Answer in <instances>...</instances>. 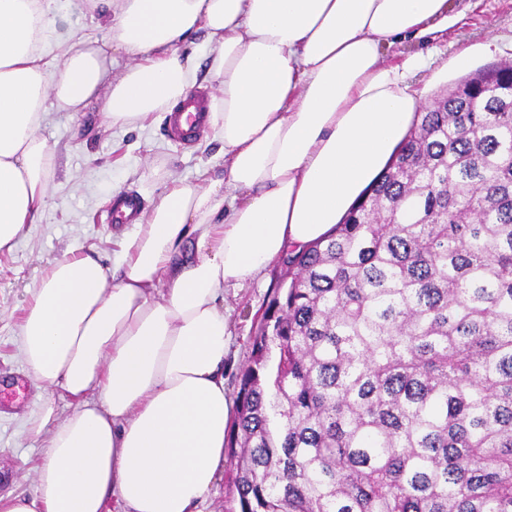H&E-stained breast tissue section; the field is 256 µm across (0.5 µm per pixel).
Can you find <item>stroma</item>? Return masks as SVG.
Segmentation results:
<instances>
[{
  "mask_svg": "<svg viewBox=\"0 0 512 512\" xmlns=\"http://www.w3.org/2000/svg\"><path fill=\"white\" fill-rule=\"evenodd\" d=\"M448 15L446 28L385 53L390 60L399 52L426 56L414 82L428 101L458 80L448 61L459 52L471 54L476 70L512 61V0H449ZM55 20L57 39L47 53L55 66L68 42L105 35L103 18L85 0H59ZM40 134L55 148L48 204L37 223L25 226L13 249L0 252V494L31 491L41 448L28 420L50 396L33 379L15 344L31 289L57 260L91 255L108 266L121 254L133 228L106 221L113 197L136 193L147 212L175 184L224 177L219 129L208 127L195 144L183 148L168 139L161 112L139 125L115 126L98 99L78 112L49 110ZM284 270L283 262H274L259 281L224 295L232 309L231 342L224 356L229 398L237 396L250 339Z\"/></svg>",
  "mask_w": 512,
  "mask_h": 512,
  "instance_id": "35a3bbf8",
  "label": "stroma"
}]
</instances>
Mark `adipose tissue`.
I'll list each match as a JSON object with an SVG mask.
<instances>
[{
  "instance_id": "1",
  "label": "adipose tissue",
  "mask_w": 512,
  "mask_h": 512,
  "mask_svg": "<svg viewBox=\"0 0 512 512\" xmlns=\"http://www.w3.org/2000/svg\"><path fill=\"white\" fill-rule=\"evenodd\" d=\"M54 2L0 0V251L49 195V99L75 111L104 98L125 125L216 78L224 177L166 190L113 267L68 257L32 289L18 349L75 406L61 418L49 400L30 418L34 487L0 495V512H201L233 412L224 292L327 236L385 168L422 104L425 62L383 52L447 24L448 0H90L107 46L73 42L52 68ZM201 29L206 68L180 52ZM109 49L131 60L120 76Z\"/></svg>"
}]
</instances>
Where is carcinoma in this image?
<instances>
[{
  "mask_svg": "<svg viewBox=\"0 0 512 512\" xmlns=\"http://www.w3.org/2000/svg\"><path fill=\"white\" fill-rule=\"evenodd\" d=\"M510 89L511 62L454 83L286 256L225 445L240 512H512Z\"/></svg>",
  "mask_w": 512,
  "mask_h": 512,
  "instance_id": "carcinoma-1",
  "label": "carcinoma"
}]
</instances>
